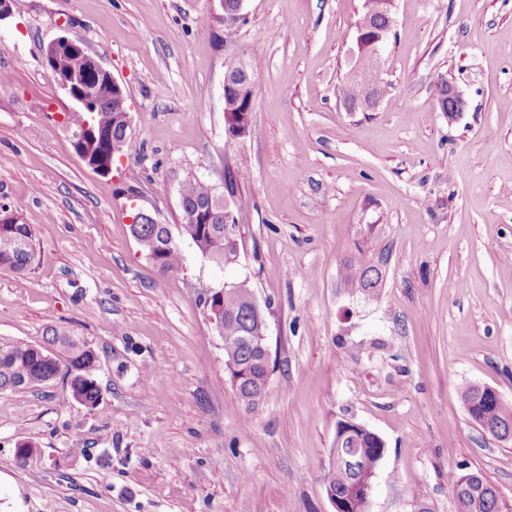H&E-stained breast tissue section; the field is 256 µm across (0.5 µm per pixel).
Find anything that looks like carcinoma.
Segmentation results:
<instances>
[{"label":"carcinoma","mask_w":512,"mask_h":512,"mask_svg":"<svg viewBox=\"0 0 512 512\" xmlns=\"http://www.w3.org/2000/svg\"><path fill=\"white\" fill-rule=\"evenodd\" d=\"M387 6L382 0H368L364 3V13L357 27L364 31V36L372 35V30L386 24L384 11ZM350 98L364 96L382 88L379 74L368 73L360 82L350 84ZM99 128L91 136L83 138L75 145L77 154H85L94 160L103 157L110 147L112 137L123 133L114 125V107L112 100L104 99L99 104ZM245 175L232 170L224 176V194L231 199L239 191L241 180ZM217 196L213 187L205 181L192 177L185 180L180 189L182 209L186 224L182 225L184 233L196 241L202 251L210 252L213 263L224 266V249L230 250L240 246V219L237 214L231 216V238L224 237V211L215 210L209 215V223H201L195 216L197 210L210 205ZM147 245L143 250L151 258L162 274L179 271L183 266V256L178 244L171 240L170 228L166 224H148L143 229ZM36 253L32 240V225L15 222L0 223V270L22 273L35 261ZM343 281L349 288L372 292L382 282V272L375 265H365L357 257L346 260L343 266ZM253 290L249 282H237V288L224 294L222 308L224 311V359H234L236 365L249 372L253 391H237L238 398L250 408L263 398L259 387L266 375V366L259 348L249 341L250 323L248 322L249 301ZM98 367V354L94 347L84 338L69 331L51 325L46 330V337L40 344L25 341L17 342L0 349V389L7 390L37 387L53 374L60 372L69 378L70 393L74 401L94 410L102 399L101 390L94 379ZM470 418L476 422L484 419L488 424L512 421V405L504 399L483 396L470 409ZM345 446L353 451L357 466L368 471L378 467L381 458V443L360 432L353 433L345 439ZM479 482L475 498L458 502V512H512V506L506 510L498 509V503H507L498 488L481 472H476ZM354 473L347 469L328 470L324 482L344 496L353 491Z\"/></svg>","instance_id":"cac0c4a2"}]
</instances>
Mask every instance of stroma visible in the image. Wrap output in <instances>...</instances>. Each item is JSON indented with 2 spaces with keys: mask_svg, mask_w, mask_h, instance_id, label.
<instances>
[{
  "mask_svg": "<svg viewBox=\"0 0 512 512\" xmlns=\"http://www.w3.org/2000/svg\"><path fill=\"white\" fill-rule=\"evenodd\" d=\"M364 0H248L224 39L218 0H24L0 21V203L31 224V271L0 270V348L49 324L97 349L88 410L57 377L0 391V512H334L336 424L385 453L369 512H457L449 473L512 500V442L461 393L512 404V0H393L367 112L340 92ZM65 36L124 87L128 139L110 174L73 146L77 103L43 50ZM259 63L251 132L229 139L224 63ZM465 101L448 116L439 77ZM246 172L238 264L203 260L179 189ZM169 225L183 268L161 274L130 229ZM381 268L373 293L344 262ZM248 279L274 370L248 409L224 373L201 285ZM41 455L21 465L18 441Z\"/></svg>",
  "mask_w": 512,
  "mask_h": 512,
  "instance_id": "obj_1",
  "label": "stroma"
}]
</instances>
